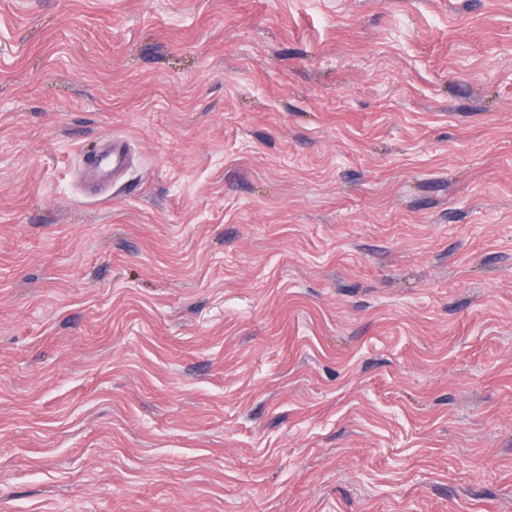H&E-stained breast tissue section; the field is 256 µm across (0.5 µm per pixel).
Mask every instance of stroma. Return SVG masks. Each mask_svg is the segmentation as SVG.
<instances>
[{
  "instance_id": "1",
  "label": "stroma",
  "mask_w": 512,
  "mask_h": 512,
  "mask_svg": "<svg viewBox=\"0 0 512 512\" xmlns=\"http://www.w3.org/2000/svg\"><path fill=\"white\" fill-rule=\"evenodd\" d=\"M0 512H512V0H0ZM106 146L93 156L87 164L103 180H116L126 171L129 164V145L124 138L105 136Z\"/></svg>"
}]
</instances>
